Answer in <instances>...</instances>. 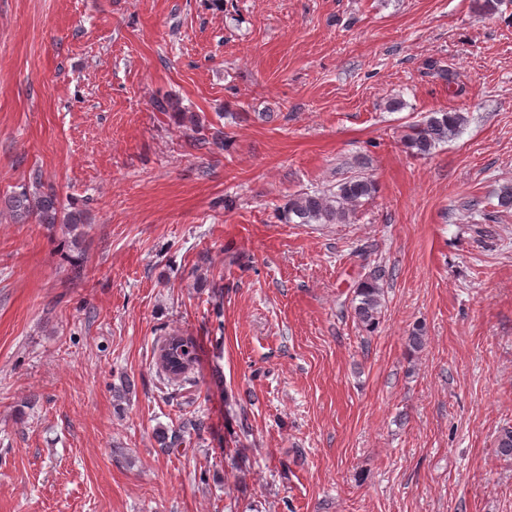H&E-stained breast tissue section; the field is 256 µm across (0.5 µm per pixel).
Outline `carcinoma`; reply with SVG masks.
Returning <instances> with one entry per match:
<instances>
[{"label": "carcinoma", "instance_id": "cac0c4a2", "mask_svg": "<svg viewBox=\"0 0 512 512\" xmlns=\"http://www.w3.org/2000/svg\"><path fill=\"white\" fill-rule=\"evenodd\" d=\"M465 122L460 112H434L421 125L410 128L405 135V145L413 154H431L437 144L455 136ZM375 193L372 180L353 176L338 185L330 194L302 193L288 201L283 218L289 224H345L356 207ZM7 208L20 222L35 219L40 224H66L76 230L86 223L80 211L61 214V205L55 192H29L24 189L8 200ZM389 276L385 267L378 265L371 269L357 291L354 305L356 321L367 331L379 323L382 312L383 288L381 282ZM157 369L172 381H178L193 369L197 361L196 345L192 338L170 334L154 348Z\"/></svg>", "mask_w": 512, "mask_h": 512}]
</instances>
